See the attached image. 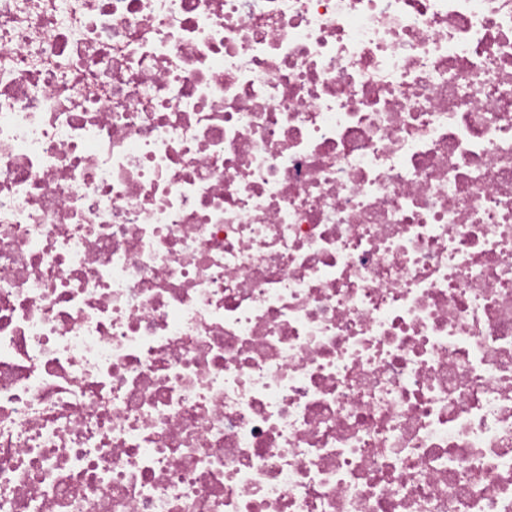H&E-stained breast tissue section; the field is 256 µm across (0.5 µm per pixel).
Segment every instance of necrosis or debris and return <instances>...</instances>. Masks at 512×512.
Masks as SVG:
<instances>
[{
	"label": "necrosis or debris",
	"instance_id": "necrosis-or-debris-1",
	"mask_svg": "<svg viewBox=\"0 0 512 512\" xmlns=\"http://www.w3.org/2000/svg\"><path fill=\"white\" fill-rule=\"evenodd\" d=\"M0 512H512V0H0Z\"/></svg>",
	"mask_w": 512,
	"mask_h": 512
}]
</instances>
